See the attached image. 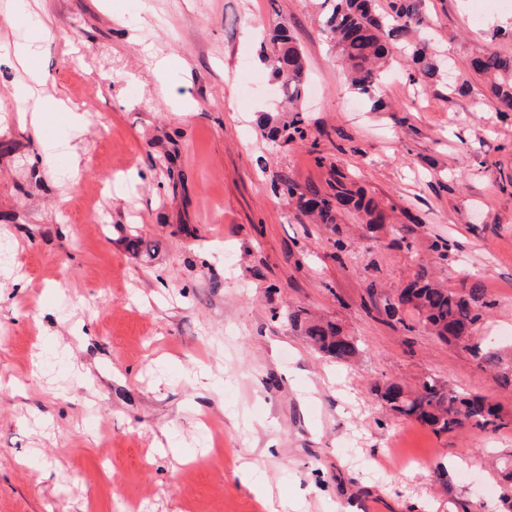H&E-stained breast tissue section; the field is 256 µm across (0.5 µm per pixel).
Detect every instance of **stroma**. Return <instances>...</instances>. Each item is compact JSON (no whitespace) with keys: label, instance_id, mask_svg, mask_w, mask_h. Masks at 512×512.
<instances>
[{"label":"stroma","instance_id":"stroma-1","mask_svg":"<svg viewBox=\"0 0 512 512\" xmlns=\"http://www.w3.org/2000/svg\"><path fill=\"white\" fill-rule=\"evenodd\" d=\"M9 4L8 112L36 14L44 94L88 116L79 132L49 119V157L31 127L0 125V245L26 276L0 277V512H125L137 493L145 512H270L236 476L245 458L300 512H512V426L438 435L371 391L430 376L512 418L511 386L409 309L384 310L424 269L475 282L492 304L476 337L512 344V112L474 67L512 55V29H496L512 8L424 0L450 71L410 83L394 52L374 112L347 91L317 0ZM282 16L308 66L303 142L263 128L280 98L257 56ZM147 44L173 62L170 94ZM332 162L375 196L381 228L315 223L275 189L325 187ZM298 309L356 336L357 357L314 350Z\"/></svg>","mask_w":512,"mask_h":512}]
</instances>
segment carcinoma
Instances as JSON below:
<instances>
[{
    "instance_id": "carcinoma-1",
    "label": "carcinoma",
    "mask_w": 512,
    "mask_h": 512,
    "mask_svg": "<svg viewBox=\"0 0 512 512\" xmlns=\"http://www.w3.org/2000/svg\"><path fill=\"white\" fill-rule=\"evenodd\" d=\"M423 2L387 0V10L381 13L375 0H321L323 31L344 61L349 90L368 101L374 112L383 108L380 91L394 47L407 54L412 81L428 85L442 78V64L426 35ZM259 57L283 91L291 112L288 120L269 128L270 138L306 139V121L298 102L307 89L308 69L289 31L288 19L277 22L268 42L261 45ZM476 68L487 78L499 111L512 112V58L489 52L476 60ZM326 185L324 190L315 186L302 189L289 179H281L277 188L296 201L299 209L317 211L323 224L339 223L343 208L362 216L369 225L384 222L383 209L368 191L333 164ZM397 301L413 311L440 341L461 346L481 367L499 373L503 383H512V354L491 341H474L473 331L489 309L484 289L475 284L460 292L441 288L421 274L403 289ZM290 317L305 326L310 344L324 356L349 362L358 354V340L337 324L314 322L303 310L292 312ZM373 392L395 415L424 424L436 434L464 427L496 431L509 425L500 410L485 399L459 393L431 377L412 386L397 381L378 384Z\"/></svg>"
}]
</instances>
